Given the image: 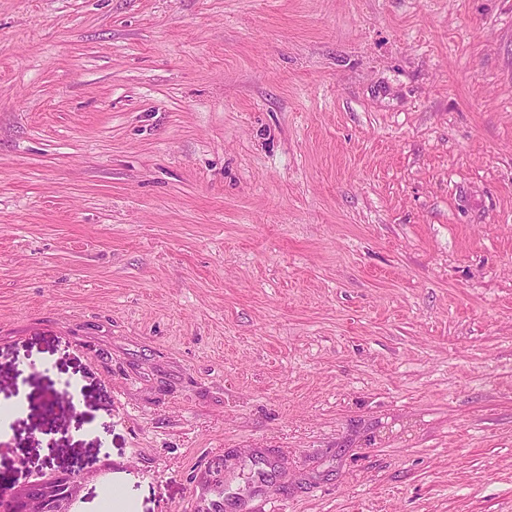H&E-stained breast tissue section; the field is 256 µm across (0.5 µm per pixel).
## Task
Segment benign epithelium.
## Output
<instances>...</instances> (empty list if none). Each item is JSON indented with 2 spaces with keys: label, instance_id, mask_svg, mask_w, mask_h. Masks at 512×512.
Returning <instances> with one entry per match:
<instances>
[{
  "label": "benign epithelium",
  "instance_id": "benign-epithelium-1",
  "mask_svg": "<svg viewBox=\"0 0 512 512\" xmlns=\"http://www.w3.org/2000/svg\"><path fill=\"white\" fill-rule=\"evenodd\" d=\"M79 492L80 474H53L0 493V512H72Z\"/></svg>",
  "mask_w": 512,
  "mask_h": 512
}]
</instances>
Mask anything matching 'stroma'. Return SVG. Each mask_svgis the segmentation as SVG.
Segmentation results:
<instances>
[{"label": "stroma", "instance_id": "1", "mask_svg": "<svg viewBox=\"0 0 512 512\" xmlns=\"http://www.w3.org/2000/svg\"><path fill=\"white\" fill-rule=\"evenodd\" d=\"M1 408L73 512H512V0H0Z\"/></svg>", "mask_w": 512, "mask_h": 512}]
</instances>
